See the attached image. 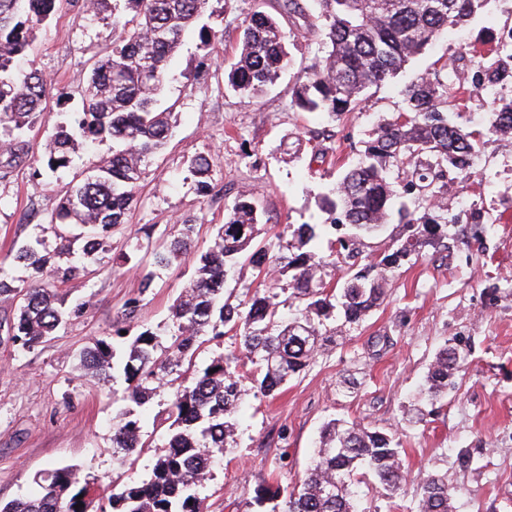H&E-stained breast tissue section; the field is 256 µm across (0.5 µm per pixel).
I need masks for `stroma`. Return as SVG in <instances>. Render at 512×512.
<instances>
[{
	"mask_svg": "<svg viewBox=\"0 0 512 512\" xmlns=\"http://www.w3.org/2000/svg\"><path fill=\"white\" fill-rule=\"evenodd\" d=\"M282 0H235L232 10L213 18L225 31L207 49L189 38L174 62L178 75L162 95L176 124L167 148L152 158L137 188L138 203L127 225L112 237L113 250L130 263L98 268L90 278L62 284L68 301L88 299L89 308L72 317L51 340L32 352L9 342L0 331V501L32 493L35 478L51 466H69L90 482L100 501L113 486L146 479L161 451L167 426L155 415L166 401L157 396L144 414L146 445L134 463H120L112 446V423L128 409L123 379L101 382L80 368V352L93 338L112 335L118 324L131 332L164 333L171 308L194 277L198 258L212 243L214 225L228 206L250 194L261 214L260 241L274 240L291 224L327 219L318 196L345 168L356 163L363 144L382 120L403 106L402 91L416 76L438 68L454 53L493 45L503 27H512V0H488L465 27L440 39L410 61L388 83L372 89L359 110L312 118L297 110L292 91L322 51V26H295ZM260 8L278 17L292 62L263 95L243 99L228 89L225 70L238 55L229 30L245 12ZM112 45V28L87 12L85 0H61L54 20L36 32L18 66L40 71L54 93H66L30 135V152L8 177L0 178V258L47 224L73 174L35 178L54 128L80 111L91 63ZM326 147L322 161L314 146ZM208 154L213 189L197 192L188 163ZM458 223L430 236L426 225L391 220L379 234L354 238V255L329 263L345 226L325 236L318 253L319 275L334 287L346 273L370 269L384 290L380 305L363 321L337 320L336 344L319 348L309 367L273 397L247 396L239 414L237 447L211 466L200 491L202 512H245L262 483L283 486L301 480L323 423L355 421L400 442L404 481L394 502L361 492L362 512H415L420 476L439 475L454 491V512H512V137L486 135L470 172L454 177L446 197ZM195 219L198 236L188 255L158 271L154 287L139 288L136 262H148L137 242L161 246L184 219ZM414 236L415 254L380 265L396 239ZM285 276L258 277L237 266L228 289L276 292L279 311L296 315L305 301L285 290ZM136 302L132 319L124 314ZM455 348L465 368L440 401L426 404L424 419L408 422L406 412L420 391L438 352ZM469 449L471 463L458 452Z\"/></svg>",
	"mask_w": 512,
	"mask_h": 512,
	"instance_id": "35a3bbf8",
	"label": "stroma"
}]
</instances>
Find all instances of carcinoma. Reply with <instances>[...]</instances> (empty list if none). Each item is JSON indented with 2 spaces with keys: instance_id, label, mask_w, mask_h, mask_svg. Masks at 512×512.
<instances>
[{
  "instance_id": "obj_1",
  "label": "carcinoma",
  "mask_w": 512,
  "mask_h": 512,
  "mask_svg": "<svg viewBox=\"0 0 512 512\" xmlns=\"http://www.w3.org/2000/svg\"><path fill=\"white\" fill-rule=\"evenodd\" d=\"M211 0H92L88 8L112 24V46L90 66L82 111L50 137L46 168H72L71 186L51 214L57 227L49 246L36 235L11 254V264L28 272L14 277L0 264V298L19 300L8 335L25 351L47 342L66 323L69 310L57 283L92 274L112 253V233L127 223L136 188L149 158L159 154L173 134L172 113L157 107L158 97L185 38L208 46L218 31L203 22ZM486 0H283V7L308 22L309 10L323 20L325 54L298 80L292 103L313 117H341L359 109L367 91L394 78L442 33L474 16ZM59 0H0V172L26 158L29 135L46 111L51 85L32 70L20 72L16 61L32 47L37 27L56 15ZM283 32L276 18L258 8L240 24L239 55L227 73V86L244 98L262 95L289 66ZM512 79V41L502 39L478 59L451 56L433 76H420L405 88L407 112L385 120L372 132L357 164L319 198L333 224H301L292 241L256 242L260 215L245 196L227 209L213 246L199 258L194 279L172 310L169 345L145 329L134 336L118 327L94 340L81 354L84 370L102 380L120 375L129 399L141 407L165 385L175 386L167 407L158 412L169 423L167 444L149 477L122 485L108 498L110 512H201L200 488L211 459L237 447L235 432L246 390L242 370L250 369L254 394L270 396L310 364L316 348L332 337L315 317L341 308L348 323L362 321L377 305L383 288L363 275L348 276L340 287L320 288L321 237L345 224L357 235L376 233L397 212L405 224L456 223L439 201L449 173L469 170L483 134L448 116V85L458 101ZM487 133L512 134V97L493 99ZM112 141V153L85 166L77 161L84 145ZM420 168L396 188L387 164ZM197 191L211 189V164L200 153L189 161ZM432 193L436 202L418 217L398 198ZM197 225L188 219L177 234L152 253L141 267L140 288H151L157 270L170 266L191 247ZM260 275L272 268L292 272L288 287L307 301L305 313L285 318L275 296L255 292L232 304L224 283L240 263ZM231 335L234 350L196 371L188 385L176 384L180 368L192 364L206 338ZM461 368L453 348H444L424 390L436 399ZM143 418L128 410L113 424L112 447L128 458L141 444ZM398 443L387 433L357 422L333 419L322 429L317 457L306 476L286 487L261 484L248 503L258 512H358L352 486L374 482L389 500L401 489L403 472ZM38 493L0 503V512H91L86 486L70 467L53 466L39 475ZM419 512H453V493L443 480L428 475L417 485Z\"/></svg>"
}]
</instances>
